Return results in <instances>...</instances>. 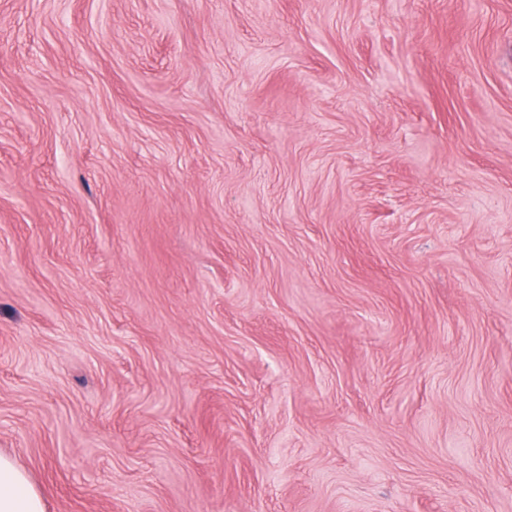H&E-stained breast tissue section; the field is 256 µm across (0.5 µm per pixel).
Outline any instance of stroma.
Wrapping results in <instances>:
<instances>
[{"mask_svg":"<svg viewBox=\"0 0 512 512\" xmlns=\"http://www.w3.org/2000/svg\"><path fill=\"white\" fill-rule=\"evenodd\" d=\"M0 453L47 512H512V0H0Z\"/></svg>","mask_w":512,"mask_h":512,"instance_id":"35a3bbf8","label":"stroma"}]
</instances>
